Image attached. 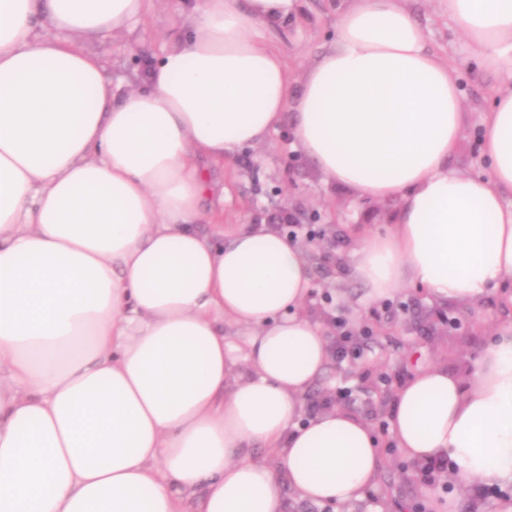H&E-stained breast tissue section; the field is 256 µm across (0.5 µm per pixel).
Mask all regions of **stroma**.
<instances>
[{"instance_id":"obj_1","label":"stroma","mask_w":512,"mask_h":512,"mask_svg":"<svg viewBox=\"0 0 512 512\" xmlns=\"http://www.w3.org/2000/svg\"><path fill=\"white\" fill-rule=\"evenodd\" d=\"M343 0H299L296 12L271 27L268 37L289 69L300 76L335 34ZM428 40L450 60L462 62L468 48L456 22L442 14L439 0H406ZM173 6L146 17L116 40L86 42L99 55L105 76L123 84L143 74L165 36L174 35ZM495 82L493 76L468 72L460 142L450 160L456 171L478 175L488 170L481 144V122ZM220 182L226 190L224 221L265 223L302 243L333 242L338 262L314 270V289L306 312L316 320L334 319L336 350L323 377L306 395L307 412L327 406L361 415L379 440L384 458L380 496L351 506L350 512H433V500H450L454 512H498L512 487H459L448 465L424 469L407 463L392 443L389 418L395 393L416 370L447 367L466 376L490 334L512 325V305L495 295L483 299L476 318L465 303L440 302L424 288L407 285L395 296L369 302L344 262L364 232L387 233L397 217L392 200L364 198L327 184L293 148L290 125L270 143L247 150L226 165Z\"/></svg>"}]
</instances>
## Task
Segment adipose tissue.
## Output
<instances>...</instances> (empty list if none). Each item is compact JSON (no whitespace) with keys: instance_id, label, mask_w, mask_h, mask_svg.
Listing matches in <instances>:
<instances>
[{"instance_id":"1","label":"adipose tissue","mask_w":512,"mask_h":512,"mask_svg":"<svg viewBox=\"0 0 512 512\" xmlns=\"http://www.w3.org/2000/svg\"><path fill=\"white\" fill-rule=\"evenodd\" d=\"M159 0H0V512H285L381 490L370 426L304 397L331 360L302 315L313 257L224 227L214 169L290 124L327 183L398 204L349 274L476 303L512 282V0H441L497 85L486 174L449 167L461 70L400 0H352L298 92L263 26L297 0H188L179 36L113 88L84 41ZM244 330L243 346L225 325ZM393 442L459 486H512V327L463 383L422 369Z\"/></svg>"}]
</instances>
